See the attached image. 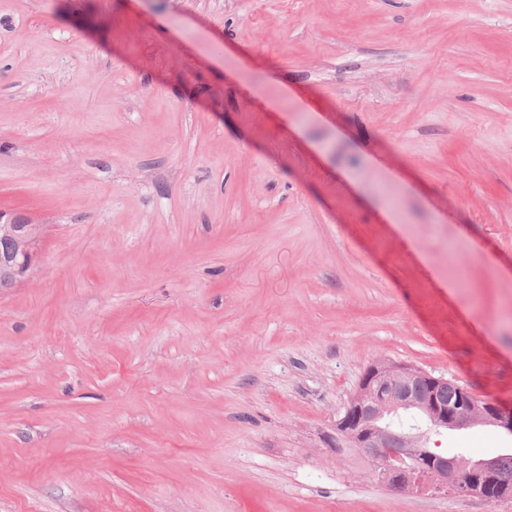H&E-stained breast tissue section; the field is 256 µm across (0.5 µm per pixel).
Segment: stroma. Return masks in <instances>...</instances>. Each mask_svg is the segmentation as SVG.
I'll use <instances>...</instances> for the list:
<instances>
[{
  "label": "stroma",
  "instance_id": "1",
  "mask_svg": "<svg viewBox=\"0 0 512 512\" xmlns=\"http://www.w3.org/2000/svg\"><path fill=\"white\" fill-rule=\"evenodd\" d=\"M0 208V512H512L329 442L378 360L512 406V0H0ZM42 225L27 213L0 209V290L23 281L38 260Z\"/></svg>",
  "mask_w": 512,
  "mask_h": 512
}]
</instances>
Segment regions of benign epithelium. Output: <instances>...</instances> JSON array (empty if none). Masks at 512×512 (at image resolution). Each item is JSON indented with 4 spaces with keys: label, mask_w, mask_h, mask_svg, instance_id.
Returning a JSON list of instances; mask_svg holds the SVG:
<instances>
[{
    "label": "benign epithelium",
    "mask_w": 512,
    "mask_h": 512,
    "mask_svg": "<svg viewBox=\"0 0 512 512\" xmlns=\"http://www.w3.org/2000/svg\"><path fill=\"white\" fill-rule=\"evenodd\" d=\"M41 234L42 225L27 213L0 209L1 291L23 281L36 265ZM450 383L444 376L411 364L373 363L336 421V436L362 449L377 462V478L392 481L403 491L450 492L494 504L496 499L488 491L494 477V459L449 458L424 443L431 431L484 422L512 436V407L494 400L479 401L459 384L455 400L449 403L440 392ZM406 407L424 415L426 432L397 434L381 425L386 415Z\"/></svg>",
    "instance_id": "benign-epithelium-1"
}]
</instances>
